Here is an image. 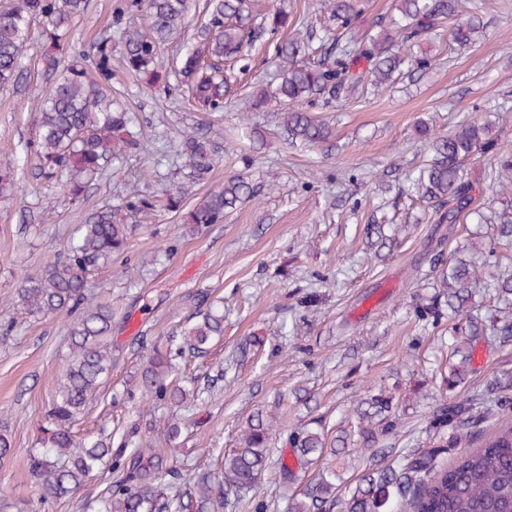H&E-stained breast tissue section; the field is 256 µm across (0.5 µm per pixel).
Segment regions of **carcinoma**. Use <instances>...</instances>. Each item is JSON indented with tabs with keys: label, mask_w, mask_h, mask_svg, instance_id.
I'll return each instance as SVG.
<instances>
[{
	"label": "carcinoma",
	"mask_w": 512,
	"mask_h": 512,
	"mask_svg": "<svg viewBox=\"0 0 512 512\" xmlns=\"http://www.w3.org/2000/svg\"><path fill=\"white\" fill-rule=\"evenodd\" d=\"M365 0H329L331 24L317 30L279 7L262 13L258 0H211V10L179 59V72L188 96L200 112L224 111L226 95L237 81V64L245 61L258 42L269 41L288 26L302 30L297 37L272 44L273 63L280 81L260 91L252 106L275 102L279 127L294 148L331 151V129L311 108H330L364 93L391 85L399 76L430 69L436 57L417 56L412 49L450 24L449 40L465 49L482 37L479 18L465 16L462 0H397V15L378 17L360 31ZM86 9V0H17L0 10V89L16 84L21 61L31 48L30 29L44 24L50 47L37 55L47 90L36 118V136L29 149L37 158L40 177L61 185L73 202L86 185L112 160L143 143L128 129L127 113L116 111L107 87L112 80V44L95 46L94 69L77 59L65 60L63 43L73 17ZM188 0H127L112 17L123 38V61L128 69L163 76L161 49L184 33ZM431 157L411 180L410 195L429 204L437 224H459L471 215L485 224L493 240L512 245V210L483 213L475 188L464 176L463 163L476 151L492 152L486 181L498 197H511L506 183L512 168L508 155L497 152L488 137V124L461 120L453 130L431 137ZM177 156L190 180L200 181L216 161L215 141L191 128L181 135ZM246 179L233 175L207 192L190 210L184 223L196 227L220 224L224 214L250 198ZM156 207L155 201L133 194L126 202L132 213ZM133 225L110 211L90 213L75 225L66 249L42 276L25 278L16 291L15 305L24 317L66 314L72 317L69 353L62 363L56 394L40 426L39 448L30 468L39 487L36 501L16 506L17 512H44L74 494L98 471L119 473L100 495L97 512H224L229 497H241L256 486L270 468L273 428L258 412L236 446L219 452L214 468L175 484L160 452L127 455L130 437L119 442L102 426L98 434L79 438L74 431L112 371V307L97 301L91 278L112 264L128 247ZM366 237L373 256L391 248L393 239L383 224H369ZM480 262L459 250L438 252L432 261V287L438 293L422 298L421 319L438 322L448 314L464 322L466 338L448 350V363L439 370L441 385L455 389L473 361L470 339L493 336L512 341V273L492 275V287L504 308L487 317L474 312L473 290L480 283ZM224 335V314L210 306L178 336L156 343L141 364L139 391L149 412L156 404L169 407L152 429L173 443L182 433L178 412L214 391L224 372L199 383L180 376L182 367L210 351ZM512 371L496 376L481 393L437 405L427 419L428 442L393 455L388 440L397 436L400 418L393 396L381 390L359 398L353 425L332 438L322 428H302L289 437L294 466L284 457L278 472L290 475L311 465L316 482L288 502V512H512V422L490 424L494 406L512 401ZM466 443L470 451L451 467L438 468V457L449 446ZM369 453L370 465L354 488L340 497L336 457L348 446Z\"/></svg>",
	"instance_id": "1"
}]
</instances>
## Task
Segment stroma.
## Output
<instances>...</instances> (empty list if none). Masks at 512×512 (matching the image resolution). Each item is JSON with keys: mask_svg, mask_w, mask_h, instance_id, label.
Here are the masks:
<instances>
[{"mask_svg": "<svg viewBox=\"0 0 512 512\" xmlns=\"http://www.w3.org/2000/svg\"><path fill=\"white\" fill-rule=\"evenodd\" d=\"M125 2L89 0L67 40L88 61L96 43L111 41L112 95L131 113L146 150L106 167L82 203H68L59 186L42 180L27 151L46 89L35 55L24 59L17 86L0 90V174L15 179L0 194V431L11 440L0 457V503L36 497L27 462L68 352L67 317L17 319L15 291L23 277L43 273L72 226L97 210L112 211L133 230L128 250L93 279L98 299L112 306V374L81 420V433H96L107 412L120 431L143 427L138 400L115 406L112 395L135 387L160 333L180 331L219 297L224 339L191 372L224 379L190 412L169 452L180 478L206 469L211 449L233 447L255 412L275 420L274 448L286 453L290 432L319 422L335 432L346 426L367 390H386L399 405L396 449L425 444L429 412L450 394L432 374L452 323L425 322L415 311L419 298L432 293L431 261L440 251L478 250L499 273L512 266V246L476 237L472 223H435L433 211L402 190L429 155L421 123L445 133L469 114L491 120L496 105L512 107V0H470L486 27L480 44L452 50L444 35L422 43L420 53L438 56L439 65L415 81L328 110L336 143L329 155L290 148L272 106L254 110L257 135L241 138L246 100L276 77L262 55L250 58L218 121L220 161L185 203L195 204L233 174L245 177L255 195L223 223L199 231L178 213L131 216L125 208L132 190L158 195L179 187L180 135L209 126L182 93L155 90L119 66L122 45L110 21ZM385 214L396 218L394 246L389 255L367 258L366 226ZM135 263L141 270L132 281L127 268ZM309 294L314 302H306ZM506 369H512V344L478 338L471 371L455 393H479ZM314 475L310 469L287 482L266 476L255 499L228 512H255L259 502L264 512H287L289 498Z\"/></svg>", "mask_w": 512, "mask_h": 512, "instance_id": "stroma-1", "label": "stroma"}]
</instances>
